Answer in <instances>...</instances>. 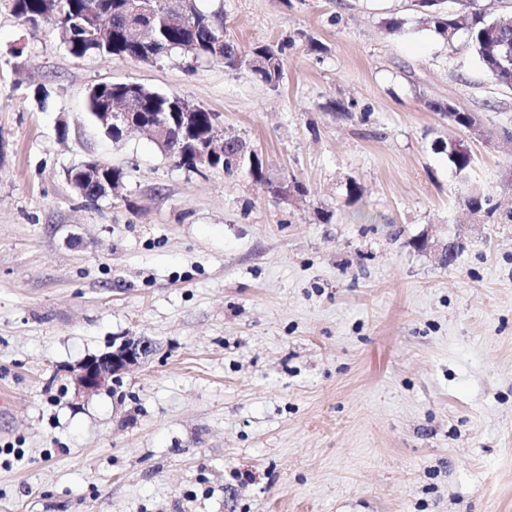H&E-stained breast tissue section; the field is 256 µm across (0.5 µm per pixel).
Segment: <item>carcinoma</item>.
I'll return each mask as SVG.
<instances>
[{"instance_id":"1","label":"carcinoma","mask_w":512,"mask_h":512,"mask_svg":"<svg viewBox=\"0 0 512 512\" xmlns=\"http://www.w3.org/2000/svg\"><path fill=\"white\" fill-rule=\"evenodd\" d=\"M11 12L23 23L38 27L47 25L58 32L68 52L82 58L86 55H98L108 58L128 57L132 48L126 45L123 35L133 27L125 10L120 8L118 0H8ZM191 20L185 26H173L169 23V3L166 0H151L153 16L146 35L153 47L154 60H159L174 52H180L192 61L200 59L221 60L224 67L237 70L243 66L261 82L277 88L283 75V48L260 45L249 50L244 56L237 45L224 40V21L221 12H204L197 6V0H184ZM438 3L423 4V21L441 40L448 33V11L438 10ZM103 24L112 33V44L91 41L84 37V27ZM456 32L466 35V43L478 57L483 69L498 85L512 88V69L506 73L496 69L495 58L512 55V13L490 16L475 9L464 18L455 22ZM126 87L124 83H112L103 89L93 88L89 93L88 111L95 115L106 100ZM177 102L175 94L150 92L145 100L147 112H172ZM429 108L443 117L453 118L459 127L466 126L464 115L452 110L448 104L431 101ZM197 136L218 134L214 114L205 108L199 109ZM448 162L459 173L468 172L474 162L471 152L461 146L458 152L448 156ZM216 165L227 173L242 170L251 176L263 173L264 163L249 145L237 137L224 139V160ZM122 169L106 167L100 170L99 179L86 187L89 199L98 198L101 183L107 180L124 182ZM492 196L485 192L465 195L459 203L466 208L474 206L492 213Z\"/></svg>"}]
</instances>
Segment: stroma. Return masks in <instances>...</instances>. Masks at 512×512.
I'll return each mask as SVG.
<instances>
[{
	"label": "stroma",
	"mask_w": 512,
	"mask_h": 512,
	"mask_svg": "<svg viewBox=\"0 0 512 512\" xmlns=\"http://www.w3.org/2000/svg\"><path fill=\"white\" fill-rule=\"evenodd\" d=\"M200 5L241 49L284 45L278 89L75 58L0 0V512H512V222L458 203L512 210V89L411 0ZM112 82L216 112L287 195L112 141L86 110ZM90 158L125 173L94 203L65 177ZM423 235L461 239L455 263ZM131 336L152 354L76 397L72 369Z\"/></svg>",
	"instance_id": "1"
}]
</instances>
